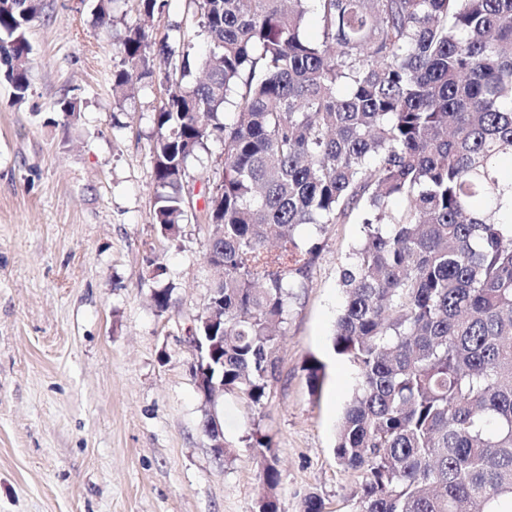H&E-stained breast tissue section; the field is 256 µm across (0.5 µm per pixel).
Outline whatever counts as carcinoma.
<instances>
[{"label": "carcinoma", "mask_w": 512, "mask_h": 512, "mask_svg": "<svg viewBox=\"0 0 512 512\" xmlns=\"http://www.w3.org/2000/svg\"><path fill=\"white\" fill-rule=\"evenodd\" d=\"M113 0L97 22L114 23ZM41 0H0V81L30 89ZM199 59L177 25L125 27L113 92L168 84L154 113L153 223L188 219L193 163L223 145L204 194V257L224 264V392L263 406L278 329L321 246L301 228L363 225L339 267L334 353L359 381L336 433L359 474L354 512H512V0H188ZM316 17L320 38L303 31ZM234 120L225 122L226 111ZM157 264L160 312L175 303ZM307 384L322 390L312 358ZM249 447L269 489L271 438ZM223 148L219 141L211 140L207 143V149L201 152V157L203 161V167L197 166L190 171V174H194L197 176V171L204 168L207 169V175L210 176H219V173L222 172V165L220 156L222 155ZM217 172V174H215Z\"/></svg>", "instance_id": "obj_1"}]
</instances>
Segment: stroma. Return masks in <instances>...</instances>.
<instances>
[{"label": "stroma", "mask_w": 512, "mask_h": 512, "mask_svg": "<svg viewBox=\"0 0 512 512\" xmlns=\"http://www.w3.org/2000/svg\"><path fill=\"white\" fill-rule=\"evenodd\" d=\"M29 37L34 64L24 102L0 83V512H257L260 459L272 439L278 512H353L356 472L335 456L336 425L357 371L331 335L344 295L338 267L362 227L308 228L322 246L281 328L271 395L255 407L235 395L206 404L186 338L216 270L196 221L164 238L153 224V116L166 96L140 82L118 101L112 72L134 0H115L98 26L94 0H42ZM67 98L69 117L57 102ZM175 286L161 313L153 263ZM327 365L320 394L305 366ZM231 446L214 458L209 410ZM250 448H256L263 462L262 479L270 490H274L280 482V471L277 466L276 456L272 450L271 438L260 433H255L249 438Z\"/></svg>", "instance_id": "obj_1"}]
</instances>
